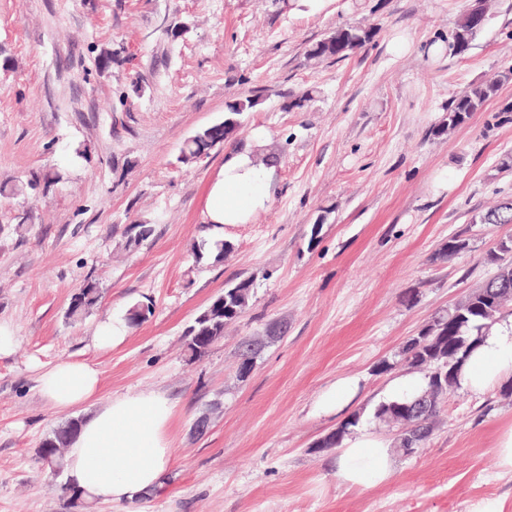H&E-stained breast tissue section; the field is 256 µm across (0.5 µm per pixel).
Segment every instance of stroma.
Returning a JSON list of instances; mask_svg holds the SVG:
<instances>
[{
	"instance_id": "1",
	"label": "stroma",
	"mask_w": 512,
	"mask_h": 512,
	"mask_svg": "<svg viewBox=\"0 0 512 512\" xmlns=\"http://www.w3.org/2000/svg\"><path fill=\"white\" fill-rule=\"evenodd\" d=\"M471 0H0V185L60 173L47 195L0 196V512H512V473L495 446L512 425L499 389L457 391L415 455L385 483L349 487L339 448L314 443L351 414L373 417L406 377L403 344L494 276L486 254L512 224H486L512 201V0L464 54L448 42ZM373 37L349 58L308 52L337 28ZM108 65H100L104 54ZM499 80L482 112L445 130L449 101ZM253 99L232 140L266 130L281 157L271 207L228 224L231 254L196 263L209 236L215 148L179 161L185 140ZM150 238L125 249L128 228ZM467 251L444 260L450 236ZM252 278L245 312L202 358L184 333L225 283ZM98 283L81 322L70 296ZM152 313L110 349L108 316ZM267 343L240 378L243 337ZM72 358L97 365L100 397L164 392L174 405L163 491L132 503H71L37 455L84 411L60 412L41 374ZM391 370H382V362ZM357 391L316 404L333 384ZM208 428L196 434L197 418Z\"/></svg>"
}]
</instances>
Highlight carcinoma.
Here are the masks:
<instances>
[{
	"label": "carcinoma",
	"mask_w": 512,
	"mask_h": 512,
	"mask_svg": "<svg viewBox=\"0 0 512 512\" xmlns=\"http://www.w3.org/2000/svg\"><path fill=\"white\" fill-rule=\"evenodd\" d=\"M372 38V32L364 27L349 26L345 33L334 32L328 38L318 42L309 50L312 59H345L365 46ZM498 85L494 82L478 84L463 92L448 104L447 129L452 130L482 111L485 102L496 95ZM236 128L222 122L197 130L183 144L179 157L182 163H191L210 154L215 147L233 138ZM60 179V174L45 175L42 180L28 181L21 186L0 188V194L26 195L28 191L43 186L48 190L52 183ZM134 235L128 237L126 247L135 248L152 234L149 224L133 225ZM467 239L453 235L448 245L439 252L442 259L451 258L465 250ZM232 251V245L220 241L203 243L195 248L196 261L212 258L219 262ZM253 281L242 279L224 287V303L231 311L218 312L207 306L188 328L186 347L191 357L205 356L213 343L224 336V326L235 321L244 312L251 298ZM100 298V288L94 282H88L76 289L70 298L67 316L77 322L84 320ZM512 304V283L506 288L499 287V280L488 279L484 285L467 294L464 300L448 309L445 316L436 318L419 335L409 339L397 354L399 362L408 367L425 372L426 388L422 395L431 396L428 407L419 415L408 411L414 400L403 402H382L374 410L373 418L380 424L395 431L405 426L411 429L400 434L397 449L416 446L422 447L432 435L438 423L439 413L445 398L458 389V377L463 366L460 357L468 355L476 344L473 334L492 325L497 318L506 313ZM360 415L349 416L335 430L326 434L316 444L317 448H335L340 445L351 426L357 425ZM82 420L72 419L67 424L45 438L38 448V455L44 462L51 461L64 467L65 457L71 440L77 434Z\"/></svg>",
	"instance_id": "carcinoma-1"
}]
</instances>
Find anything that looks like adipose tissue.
<instances>
[{"instance_id":"adipose-tissue-1","label":"adipose tissue","mask_w":512,"mask_h":512,"mask_svg":"<svg viewBox=\"0 0 512 512\" xmlns=\"http://www.w3.org/2000/svg\"><path fill=\"white\" fill-rule=\"evenodd\" d=\"M280 156L263 135L228 148L209 181L203 220L213 235L228 224H247L270 208ZM512 383V314L485 331L459 375V389L479 394ZM100 371L85 360L62 359L45 370L39 391L54 408L70 410L96 400ZM173 406L164 393L143 390L112 396L83 420L66 455L65 475L89 500L134 502L158 493L172 465L168 430ZM396 467L391 442L366 424L341 442L337 476L349 486L388 481Z\"/></svg>"}]
</instances>
